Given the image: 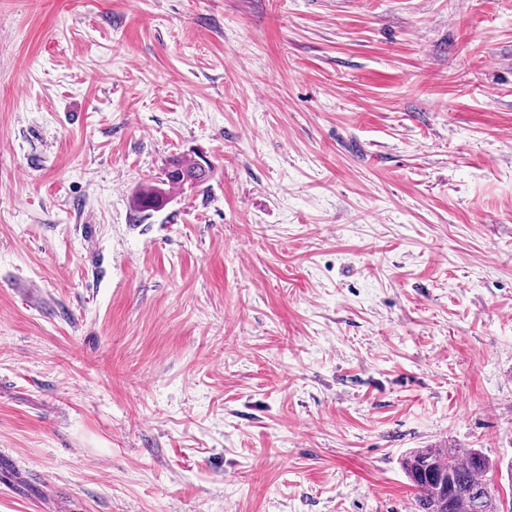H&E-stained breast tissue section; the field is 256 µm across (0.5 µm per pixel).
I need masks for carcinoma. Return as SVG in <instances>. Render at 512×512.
<instances>
[{
    "label": "carcinoma",
    "instance_id": "1",
    "mask_svg": "<svg viewBox=\"0 0 512 512\" xmlns=\"http://www.w3.org/2000/svg\"><path fill=\"white\" fill-rule=\"evenodd\" d=\"M209 176L210 167L195 159H174L163 180L136 191L134 208L138 213L156 211L170 192L189 180L202 185ZM401 467L415 490V512H500V501L487 478L491 463L479 449L416 448L402 458Z\"/></svg>",
    "mask_w": 512,
    "mask_h": 512
}]
</instances>
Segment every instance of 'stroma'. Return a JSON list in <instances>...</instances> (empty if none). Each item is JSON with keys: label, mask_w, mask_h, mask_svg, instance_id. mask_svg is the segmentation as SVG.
<instances>
[{"label": "stroma", "mask_w": 512, "mask_h": 512, "mask_svg": "<svg viewBox=\"0 0 512 512\" xmlns=\"http://www.w3.org/2000/svg\"><path fill=\"white\" fill-rule=\"evenodd\" d=\"M449 444L512 497V0H0V512H414ZM210 176V167L192 158H177L169 163L165 178L159 183H148L139 188L134 196V208L138 213L157 211L165 205L168 195L185 185L187 179L194 185L204 184ZM162 186H168L167 189Z\"/></svg>", "instance_id": "35a3bbf8"}]
</instances>
